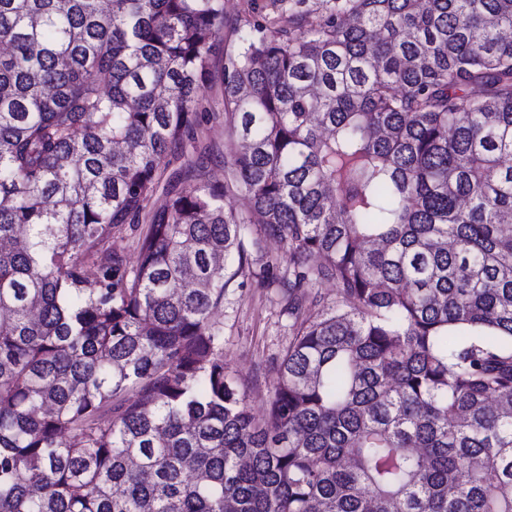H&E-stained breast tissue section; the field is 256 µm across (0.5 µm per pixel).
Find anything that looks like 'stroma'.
<instances>
[{
  "label": "stroma",
  "instance_id": "stroma-1",
  "mask_svg": "<svg viewBox=\"0 0 512 512\" xmlns=\"http://www.w3.org/2000/svg\"><path fill=\"white\" fill-rule=\"evenodd\" d=\"M224 28L216 36L210 75L198 91L208 107L198 137L189 152L213 183L224 180L226 129L223 105L224 53L237 44L238 31L247 23L268 24L294 0H223ZM279 240L264 238L252 251L249 263L231 281L224 294V308L217 320L224 323V358L240 379L255 415L267 407L270 391L295 329L294 317L284 308L281 285L288 275V261Z\"/></svg>",
  "mask_w": 512,
  "mask_h": 512
}]
</instances>
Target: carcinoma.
Masks as SVG:
<instances>
[{"label":"carcinoma","instance_id":"carcinoma-1","mask_svg":"<svg viewBox=\"0 0 512 512\" xmlns=\"http://www.w3.org/2000/svg\"><path fill=\"white\" fill-rule=\"evenodd\" d=\"M223 28L222 0H0V512H512V0L253 25L224 183L149 210ZM254 224L289 305L336 284L260 419L215 318ZM143 230H145V224H139L137 231H131L127 228L126 231L112 240L113 246L123 253L127 263L131 266L136 264L138 257L135 249V239Z\"/></svg>","mask_w":512,"mask_h":512}]
</instances>
